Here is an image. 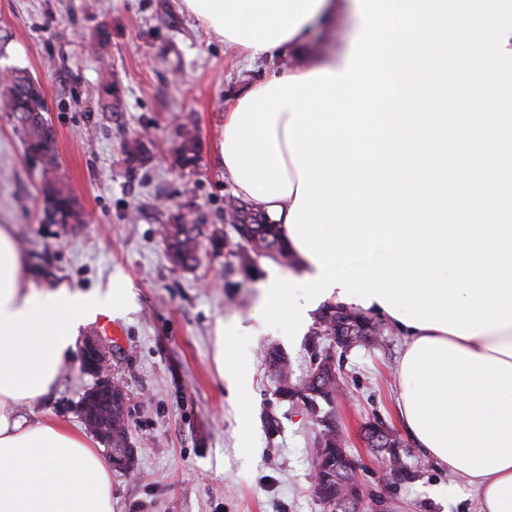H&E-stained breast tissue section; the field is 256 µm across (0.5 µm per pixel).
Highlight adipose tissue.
Segmentation results:
<instances>
[{"label": "adipose tissue", "mask_w": 512, "mask_h": 512, "mask_svg": "<svg viewBox=\"0 0 512 512\" xmlns=\"http://www.w3.org/2000/svg\"><path fill=\"white\" fill-rule=\"evenodd\" d=\"M198 24L254 63L289 54V75L341 71L352 49L336 32L356 0H183ZM320 28L338 48L311 55ZM295 196L256 201L278 224L300 278L319 268L286 225ZM111 294L67 284L36 287L8 226H0V512H112V472L83 433L36 416L56 388L80 325ZM401 336L395 371L398 421L425 456L453 475L477 512H512V328L471 338L389 318Z\"/></svg>", "instance_id": "adipose-tissue-1"}]
</instances>
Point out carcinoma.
Instances as JSON below:
<instances>
[{
  "mask_svg": "<svg viewBox=\"0 0 512 512\" xmlns=\"http://www.w3.org/2000/svg\"><path fill=\"white\" fill-rule=\"evenodd\" d=\"M100 88L113 98V103L107 104V107L119 105V83L112 77L111 71L103 73ZM0 111L12 113L22 131L26 153L40 160L44 171L51 174L43 186L46 221L67 225L83 223L84 210L78 198L68 183L54 174L58 167L55 131L45 117L48 106L43 89L27 69L14 68L6 79L0 81ZM180 129L181 144L176 162L179 167L186 168L193 165L198 156V139L190 116H185ZM224 216L229 218V224L237 236L233 245L226 242L222 225L203 224L200 219L182 213L171 217L169 223L164 225V238L172 262L183 268L196 267L201 239L205 238L216 253L230 245L234 246L236 251L232 255L237 257L240 267L246 272L251 269L254 254L280 264L292 263V255L282 242L278 225L270 223L250 203L233 198L229 200ZM379 333L380 328L371 317L328 304L323 308L312 336L333 343L336 336L341 334L349 337L350 345L354 346ZM263 361L275 375V395L280 400H296L310 414L324 405L329 407L336 403V366L332 355L325 353L315 359L306 377L299 381L293 379L288 359L279 351L266 350ZM85 415L93 430L112 446V463L125 470L131 469L134 457L122 388L118 385L112 387L110 405L88 401ZM322 416L330 423L311 421L317 427L315 494L328 507V512H335L336 502L353 495L358 482L356 472L345 462L339 447L332 410H327Z\"/></svg>",
  "mask_w": 512,
  "mask_h": 512,
  "instance_id": "obj_1",
  "label": "carcinoma"
}]
</instances>
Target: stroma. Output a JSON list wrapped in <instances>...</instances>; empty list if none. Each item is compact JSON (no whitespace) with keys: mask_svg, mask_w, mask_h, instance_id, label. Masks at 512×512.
Wrapping results in <instances>:
<instances>
[{"mask_svg":"<svg viewBox=\"0 0 512 512\" xmlns=\"http://www.w3.org/2000/svg\"><path fill=\"white\" fill-rule=\"evenodd\" d=\"M111 38L100 61L98 30ZM0 75L27 68L42 86L56 135L57 173L84 208L73 231L44 220L42 164L25 152L14 117L0 112V225L12 235L36 285L107 290L123 280L128 296L112 303V328L80 326L78 341L111 345V377L127 394L135 465L112 472L113 512H325L314 493L315 433L303 406L279 401L262 353L286 354L295 377L310 368V336L288 341L279 329L244 332L230 343L233 364L251 378L246 404L224 382L217 356L218 319L247 317L267 258L244 273L236 258L200 246L192 269L173 265L162 226L183 213L219 224L233 186L219 147L224 101L291 63L253 65L207 33L183 0H0ZM109 65L121 103L106 107L99 73ZM192 115L200 140L196 166L175 164V116ZM139 139L146 159L130 168L123 144ZM400 338L383 326L379 342L336 356L344 389L336 424L363 485L361 512H476L472 498L443 503L452 481L409 440L394 414L393 379ZM72 351L60 380L38 409L86 431L80 400L92 383ZM279 422L270 433L266 419ZM382 421L401 443L407 476L377 463L364 426Z\"/></svg>","mask_w":512,"mask_h":512,"instance_id":"1","label":"stroma"}]
</instances>
